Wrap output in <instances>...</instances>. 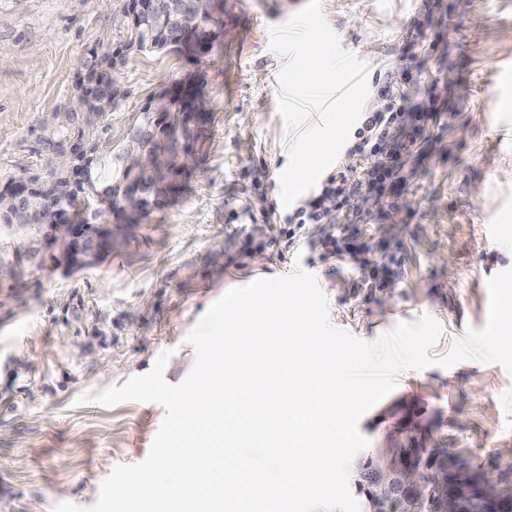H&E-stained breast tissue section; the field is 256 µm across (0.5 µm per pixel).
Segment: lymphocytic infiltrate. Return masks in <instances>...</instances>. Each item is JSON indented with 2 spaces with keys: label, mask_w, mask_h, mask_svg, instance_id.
Masks as SVG:
<instances>
[{
  "label": "lymphocytic infiltrate",
  "mask_w": 512,
  "mask_h": 512,
  "mask_svg": "<svg viewBox=\"0 0 512 512\" xmlns=\"http://www.w3.org/2000/svg\"><path fill=\"white\" fill-rule=\"evenodd\" d=\"M411 79V73L397 66L376 79V88L386 106L363 113L350 148L351 154L368 157V167L359 171L339 169L329 174L289 211L282 224L265 226L263 234L270 243L294 246L306 225L324 224L328 232L319 246L330 256H340L349 244L334 223L335 212L344 210L353 198L364 193L379 194L386 215L398 210L408 188L404 167L420 153L423 133L439 125L444 117L436 103L416 111L410 109L404 88Z\"/></svg>",
  "instance_id": "obj_1"
}]
</instances>
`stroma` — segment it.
<instances>
[{"label":"stroma","mask_w":512,"mask_h":512,"mask_svg":"<svg viewBox=\"0 0 512 512\" xmlns=\"http://www.w3.org/2000/svg\"><path fill=\"white\" fill-rule=\"evenodd\" d=\"M124 0H0V182L39 167L41 138L65 111L90 49L107 51ZM308 0H220L225 37L199 58L129 55L116 72L125 99L112 114L119 144L152 94L202 80L194 164L147 218L90 266L22 263L0 277V512L92 506L119 464L144 460L165 419L157 403L112 407L92 395L147 373L167 354L164 377L182 383L196 353L189 334L228 291L303 270L315 276L339 330L377 341L427 315L440 326L434 365L397 377L358 429L368 452L390 439L458 455L512 489V373L466 360L437 366L489 313L487 282L512 269L497 227L512 217V0H320L345 50L369 75L397 65L413 80L411 105L447 106L424 153L405 172L409 191L390 218L351 224L339 258L266 244L259 225L283 209L280 174L294 138L279 110L286 57L274 28ZM384 263L386 282L366 288Z\"/></svg>","instance_id":"stroma-1"}]
</instances>
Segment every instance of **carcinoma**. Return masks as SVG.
I'll return each instance as SVG.
<instances>
[{
  "label": "carcinoma",
  "mask_w": 512,
  "mask_h": 512,
  "mask_svg": "<svg viewBox=\"0 0 512 512\" xmlns=\"http://www.w3.org/2000/svg\"><path fill=\"white\" fill-rule=\"evenodd\" d=\"M191 9L182 17L169 24H157L154 16L144 13L135 19H128L114 51L121 59L133 52H184L189 55L197 51H209L221 41L220 32L224 29L223 20L216 14L198 15ZM112 54L91 50L85 57L76 82L82 85L84 106L81 118L74 124L71 133L88 142V168L90 178L101 186L112 188V210L95 209L81 211L80 203L86 193L72 188L64 175L55 174L51 157H43L44 166L37 177L22 175L12 178L13 183H32L35 180L57 178L58 192L52 199L34 200L22 215L28 224H54L64 218L69 224L92 226L98 222L105 224H134L137 219L149 215L158 200L172 190V180L182 169L180 165L170 167L163 176L146 192L128 187L129 175L122 172L115 161L122 149L113 148L112 158L103 161L97 156V143L104 139V132L110 128L112 112L121 108L124 93L116 86L112 77ZM202 86L191 81L186 90L167 92L153 99V112L158 114L156 124L158 135L175 145L179 139L190 137L191 121L197 117L195 102L201 96ZM409 453L419 457L426 471H438L448 476V483L436 489L434 502L441 504L453 498L460 512H512V502L501 500L499 506L491 507L482 500L480 490L481 474L461 469L453 454L448 451L411 448Z\"/></svg>",
  "instance_id": "cac0c4a2"
}]
</instances>
